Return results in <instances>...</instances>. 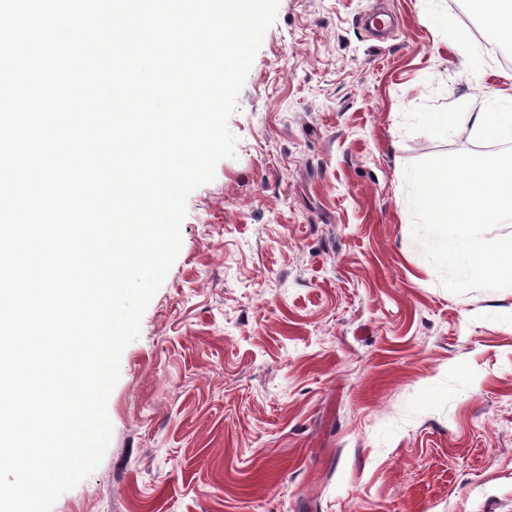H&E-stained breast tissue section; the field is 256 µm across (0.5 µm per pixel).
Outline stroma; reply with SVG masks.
Listing matches in <instances>:
<instances>
[{
  "mask_svg": "<svg viewBox=\"0 0 512 512\" xmlns=\"http://www.w3.org/2000/svg\"><path fill=\"white\" fill-rule=\"evenodd\" d=\"M279 0L120 359L98 468L51 512H512V288L448 291L407 165L427 112L512 96L477 0ZM464 13L467 56L428 23Z\"/></svg>",
  "mask_w": 512,
  "mask_h": 512,
  "instance_id": "stroma-1",
  "label": "stroma"
}]
</instances>
